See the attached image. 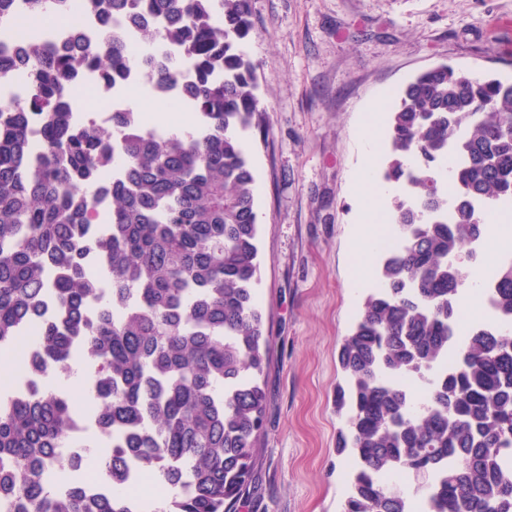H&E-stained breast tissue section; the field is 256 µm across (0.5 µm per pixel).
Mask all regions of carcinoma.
<instances>
[{
  "label": "carcinoma",
  "instance_id": "carcinoma-1",
  "mask_svg": "<svg viewBox=\"0 0 512 512\" xmlns=\"http://www.w3.org/2000/svg\"><path fill=\"white\" fill-rule=\"evenodd\" d=\"M112 27L49 46H0V79L30 94L0 105V350L11 351L45 302L36 367L94 366L86 416L105 441V491L59 480L77 407L45 384L20 398L0 386V512H149L145 489H173L167 512H237L264 428L268 360L255 175L245 134L261 129L256 69L245 50L252 0H82ZM75 0H28V18L73 14ZM175 48L165 56L131 42ZM150 69L198 130H149L140 112L101 127L74 110L76 74L112 88ZM38 126L39 149L29 126ZM383 179L401 184L370 292L344 337L340 448L353 466L343 512H512V263L494 270L497 325L458 339L463 269L448 256L489 238L486 216L512 202V81L441 63L403 88L388 120ZM454 183L448 206L445 173ZM101 257L96 276L86 263ZM455 358L445 369L439 366ZM437 369L424 403L409 383ZM424 473L410 494L389 474Z\"/></svg>",
  "mask_w": 512,
  "mask_h": 512
}]
</instances>
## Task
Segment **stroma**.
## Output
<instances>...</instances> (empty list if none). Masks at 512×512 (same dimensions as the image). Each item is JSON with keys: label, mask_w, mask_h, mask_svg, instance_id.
<instances>
[{"label": "stroma", "mask_w": 512, "mask_h": 512, "mask_svg": "<svg viewBox=\"0 0 512 512\" xmlns=\"http://www.w3.org/2000/svg\"><path fill=\"white\" fill-rule=\"evenodd\" d=\"M246 51L265 132L246 140L260 224L258 303L269 340L266 413L237 512H341L337 355L367 290L354 269L365 119L386 127L399 89L446 62L512 80V0H253Z\"/></svg>", "instance_id": "1"}]
</instances>
